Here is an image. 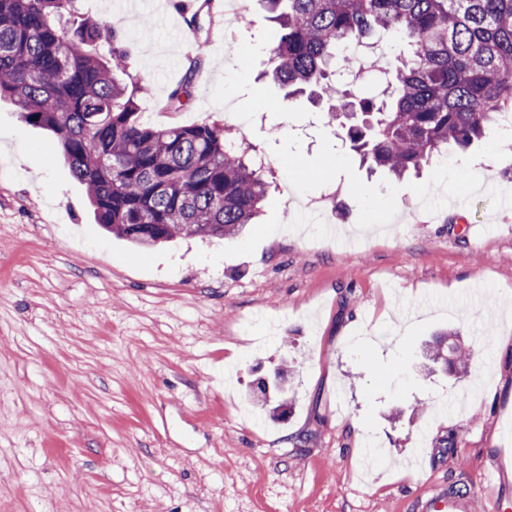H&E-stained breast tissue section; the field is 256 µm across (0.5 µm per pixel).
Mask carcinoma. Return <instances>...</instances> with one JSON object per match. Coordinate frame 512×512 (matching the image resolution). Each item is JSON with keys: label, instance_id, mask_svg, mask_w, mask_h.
Returning <instances> with one entry per match:
<instances>
[{"label": "carcinoma", "instance_id": "obj_1", "mask_svg": "<svg viewBox=\"0 0 512 512\" xmlns=\"http://www.w3.org/2000/svg\"><path fill=\"white\" fill-rule=\"evenodd\" d=\"M77 0H0V99L25 123L53 132L87 189L96 223L139 249L177 237H233L260 213L268 183L256 149L222 124L155 126L142 119L141 80L121 82L128 38L85 17ZM279 24L273 78L292 96H336L328 123L371 172L402 179L445 151L481 141L512 107V0H264ZM406 51L389 60L378 98L336 95L341 47H376L387 33ZM199 61L168 108L192 97ZM426 357L454 368L469 357L454 333ZM274 373L256 399L288 417V386Z\"/></svg>", "mask_w": 512, "mask_h": 512}]
</instances>
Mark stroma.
I'll return each instance as SVG.
<instances>
[{"label": "stroma", "instance_id": "1", "mask_svg": "<svg viewBox=\"0 0 512 512\" xmlns=\"http://www.w3.org/2000/svg\"><path fill=\"white\" fill-rule=\"evenodd\" d=\"M171 2L79 8L136 33L157 125L209 119L268 156L263 213L242 237L134 251L54 135L0 102V512H419L460 486L487 512L512 495V142L386 179L269 78L262 0L201 16L190 52ZM192 54L193 99L168 111ZM441 329L465 373L426 369ZM280 367L274 421L252 395Z\"/></svg>", "mask_w": 512, "mask_h": 512}]
</instances>
